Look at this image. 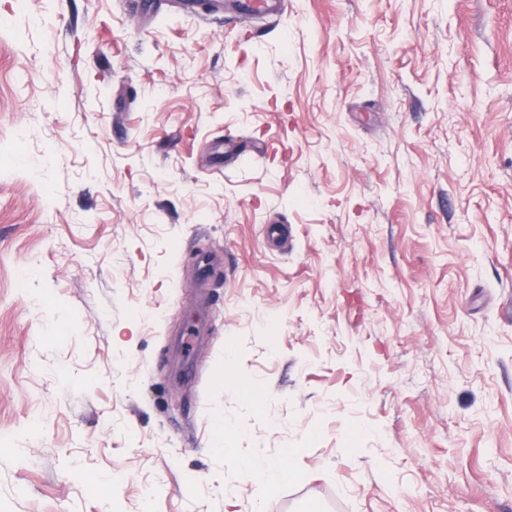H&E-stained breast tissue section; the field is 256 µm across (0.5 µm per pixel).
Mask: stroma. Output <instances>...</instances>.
Returning a JSON list of instances; mask_svg holds the SVG:
<instances>
[{"label":"stroma","mask_w":512,"mask_h":512,"mask_svg":"<svg viewBox=\"0 0 512 512\" xmlns=\"http://www.w3.org/2000/svg\"><path fill=\"white\" fill-rule=\"evenodd\" d=\"M142 2L0 0V512H512V0ZM232 8L241 17L263 15L273 17L279 15L285 8L284 0H228L215 1L212 10ZM297 449L288 448L283 457L271 460L258 456L244 457L240 460L243 473L251 475L256 480L266 485H274L283 481H290L297 476L292 466Z\"/></svg>","instance_id":"35a3bbf8"}]
</instances>
